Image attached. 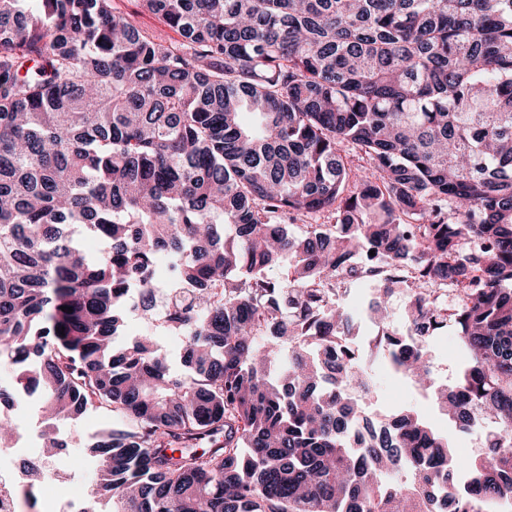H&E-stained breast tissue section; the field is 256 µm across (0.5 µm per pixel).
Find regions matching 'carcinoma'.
<instances>
[{"instance_id": "carcinoma-1", "label": "carcinoma", "mask_w": 512, "mask_h": 512, "mask_svg": "<svg viewBox=\"0 0 512 512\" xmlns=\"http://www.w3.org/2000/svg\"><path fill=\"white\" fill-rule=\"evenodd\" d=\"M27 2L0 0V402L41 390L43 436L95 405L131 424L91 445L80 512L512 500V0H140L179 43L112 0ZM368 268L373 320L406 297L380 361L490 425L476 458L418 412L351 429L369 372L336 281ZM166 282L180 373L151 336L114 344L129 289L152 317ZM450 324L451 391L427 358ZM115 12L137 27L168 42L180 41L179 34L158 17L144 12L139 0H112Z\"/></svg>"}]
</instances>
